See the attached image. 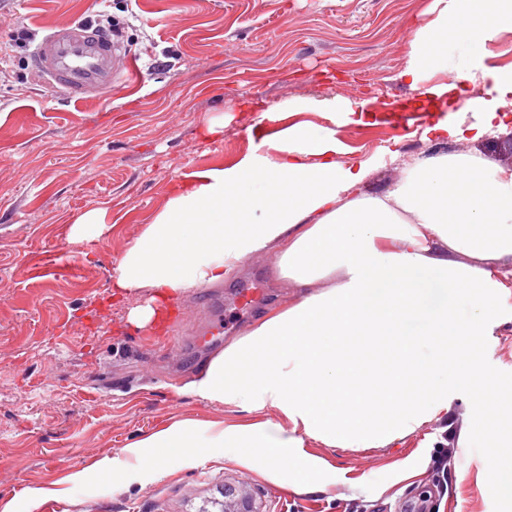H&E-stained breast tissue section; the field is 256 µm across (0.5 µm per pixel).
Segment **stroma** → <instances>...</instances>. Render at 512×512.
<instances>
[{
    "mask_svg": "<svg viewBox=\"0 0 512 512\" xmlns=\"http://www.w3.org/2000/svg\"><path fill=\"white\" fill-rule=\"evenodd\" d=\"M0 0V44L25 27L37 36L100 24L137 60L110 94L76 101L51 85L28 46L0 80V512H29L35 492L60 512H210L225 483L246 486L263 512H512L487 476L480 448H426L413 435L383 448H324L319 491L299 494L215 449L197 465L170 458L146 483L125 480L129 444L174 421L237 423L244 414L181 388L223 344L299 300L268 259H250L213 291L173 299L162 332L141 326L134 296L112 299L111 270L170 192L197 170L231 166L287 124L294 99L365 102L312 114L353 157L367 159L368 192L391 188L404 164L445 151L421 138L438 112H404L398 74L422 0ZM224 131L204 136L209 120ZM105 212L103 233L69 239L80 214ZM111 459L116 477L94 464ZM81 482H72L74 473Z\"/></svg>",
    "mask_w": 512,
    "mask_h": 512,
    "instance_id": "stroma-1",
    "label": "stroma"
}]
</instances>
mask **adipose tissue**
<instances>
[{
  "mask_svg": "<svg viewBox=\"0 0 512 512\" xmlns=\"http://www.w3.org/2000/svg\"><path fill=\"white\" fill-rule=\"evenodd\" d=\"M410 32L399 78L414 92L405 111H456L468 96L475 123L438 121L427 141H475L512 124V63L493 65L512 41V0H432ZM476 60L449 76V43ZM291 100L293 121L229 167L197 171L112 269V297L147 292L138 317L225 280L245 260L273 257L302 298L263 316L210 358L185 393L252 415L251 423L174 422L131 444L134 481L214 449L266 468L275 479L310 472L309 443L382 448L424 434L425 445L512 448V405L467 406L461 392L500 379L484 359L512 324V168L488 169L470 153L408 165L387 192H364L368 160L338 161L335 132L304 120L320 109ZM437 424L428 432L429 424Z\"/></svg>",
  "mask_w": 512,
  "mask_h": 512,
  "instance_id": "obj_1",
  "label": "adipose tissue"
}]
</instances>
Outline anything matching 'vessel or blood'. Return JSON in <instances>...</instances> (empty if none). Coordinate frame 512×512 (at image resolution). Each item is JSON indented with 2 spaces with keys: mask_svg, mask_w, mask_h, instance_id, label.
Wrapping results in <instances>:
<instances>
[{
  "mask_svg": "<svg viewBox=\"0 0 512 512\" xmlns=\"http://www.w3.org/2000/svg\"><path fill=\"white\" fill-rule=\"evenodd\" d=\"M121 46L85 25L59 28L38 44L35 63L40 72L69 96L81 99L106 94L123 75Z\"/></svg>",
  "mask_w": 512,
  "mask_h": 512,
  "instance_id": "b4317fda",
  "label": "vessel or blood"
}]
</instances>
